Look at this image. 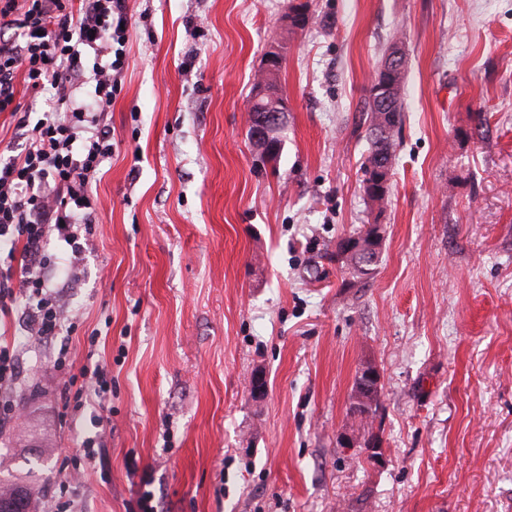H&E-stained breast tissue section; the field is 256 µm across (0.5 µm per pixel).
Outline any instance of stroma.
Segmentation results:
<instances>
[{
	"label": "stroma",
	"instance_id": "1",
	"mask_svg": "<svg viewBox=\"0 0 512 512\" xmlns=\"http://www.w3.org/2000/svg\"><path fill=\"white\" fill-rule=\"evenodd\" d=\"M128 2L73 323L38 343L0 319L13 474L51 512H139L144 485L160 512H512V0H308L288 32L289 0ZM395 36L383 255L347 288L336 244L371 219L356 129ZM277 38L291 110L266 164L247 106ZM61 356L107 366L105 402L64 403ZM368 363L378 466L338 441ZM19 354L0 348V390L12 389L19 382ZM362 376L364 380H362L361 395L358 400L368 403L370 402L369 398H374L376 393L380 392L381 376L378 369L372 364L363 366L359 372V377Z\"/></svg>",
	"mask_w": 512,
	"mask_h": 512
}]
</instances>
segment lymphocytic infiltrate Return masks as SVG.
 Listing matches in <instances>:
<instances>
[{"instance_id": "lymphocytic-infiltrate-1", "label": "lymphocytic infiltrate", "mask_w": 512, "mask_h": 512, "mask_svg": "<svg viewBox=\"0 0 512 512\" xmlns=\"http://www.w3.org/2000/svg\"><path fill=\"white\" fill-rule=\"evenodd\" d=\"M130 26L127 0H0V112L17 113L19 88L52 94L46 117L19 115L22 147L0 159V240L23 245L19 269L0 270V312L22 301L35 336H55L63 325L47 247L55 241L79 253L94 229L91 187L112 153L103 116L121 85ZM89 54L91 105L76 94Z\"/></svg>"}]
</instances>
